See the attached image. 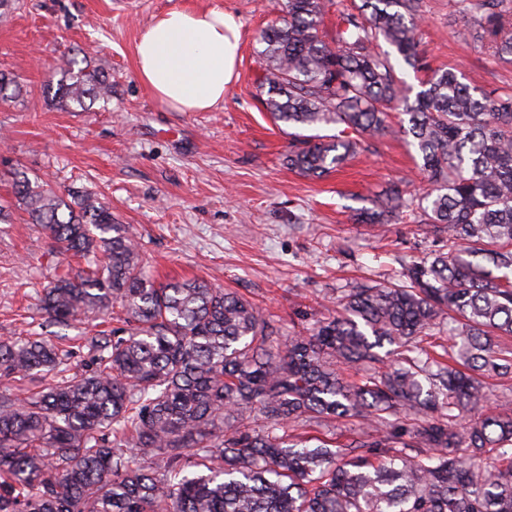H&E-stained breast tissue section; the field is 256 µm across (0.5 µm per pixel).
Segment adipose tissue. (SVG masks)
<instances>
[{
	"label": "adipose tissue",
	"instance_id": "obj_1",
	"mask_svg": "<svg viewBox=\"0 0 512 512\" xmlns=\"http://www.w3.org/2000/svg\"><path fill=\"white\" fill-rule=\"evenodd\" d=\"M235 17L217 7H172L141 31L136 75L176 112H206L224 102L240 52Z\"/></svg>",
	"mask_w": 512,
	"mask_h": 512
}]
</instances>
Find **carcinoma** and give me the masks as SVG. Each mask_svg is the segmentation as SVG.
Instances as JSON below:
<instances>
[{
    "label": "carcinoma",
    "instance_id": "obj_1",
    "mask_svg": "<svg viewBox=\"0 0 512 512\" xmlns=\"http://www.w3.org/2000/svg\"><path fill=\"white\" fill-rule=\"evenodd\" d=\"M287 0L260 33L258 89L274 124L293 129L288 168L329 174L403 115L425 190L391 189L357 214L389 224L420 210L448 249L404 279L359 283L338 314L282 336L262 310L204 280L157 282L129 228L89 190L68 198L11 171L13 198L61 255L42 289L57 323L122 305V326L89 338L95 368L21 397L0 387V512H512V387L503 411L458 426L484 400L483 377L512 376V92L486 93L452 68L412 87L391 62L426 68L421 0ZM476 40L512 63V0H460ZM391 47L387 51L381 43ZM44 90L68 105L112 98L97 67L72 58ZM24 86L0 70V100ZM341 124L345 135H305ZM11 203L0 205V222ZM433 341L448 360L420 347ZM390 349L379 353L384 346ZM49 338L0 340V380L64 364ZM357 419L358 438L329 447L292 439Z\"/></svg>",
    "mask_w": 512,
    "mask_h": 512
}]
</instances>
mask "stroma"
I'll use <instances>...</instances> for the list:
<instances>
[{
  "mask_svg": "<svg viewBox=\"0 0 512 512\" xmlns=\"http://www.w3.org/2000/svg\"><path fill=\"white\" fill-rule=\"evenodd\" d=\"M458 0H423L419 40L431 65L458 68L484 91H512V64L476 47L463 32ZM286 0H19L0 24V67L25 91L0 103V198L9 172L58 193L87 186L139 242L156 280L203 279L229 289L277 320L283 334L335 313L355 281L377 282L448 246L445 233L407 219L387 233L358 224L390 188L422 185L416 152L387 135L320 180L291 171L290 137L264 109L257 77L258 34L282 18ZM219 7L241 25L237 77L210 112H174L136 76L135 45L153 16L173 6ZM65 57L90 58L112 83V99L89 109L62 106L43 90ZM58 259L39 227L16 212L0 223V339L35 331L81 336L85 324L46 320L38 292Z\"/></svg>",
  "mask_w": 512,
  "mask_h": 512,
  "instance_id": "1",
  "label": "stroma"
}]
</instances>
